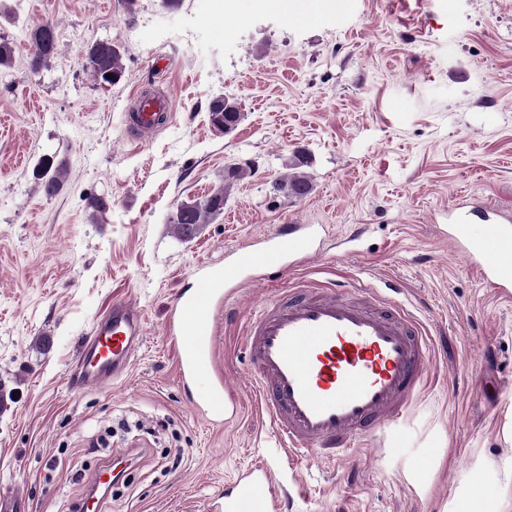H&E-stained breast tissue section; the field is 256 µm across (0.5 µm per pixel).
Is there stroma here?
<instances>
[{
	"instance_id": "obj_1",
	"label": "stroma",
	"mask_w": 512,
	"mask_h": 512,
	"mask_svg": "<svg viewBox=\"0 0 512 512\" xmlns=\"http://www.w3.org/2000/svg\"><path fill=\"white\" fill-rule=\"evenodd\" d=\"M0 0V490L28 512H68L100 462L132 454L105 512H204L243 471L268 462L287 512H512V299L496 296L448 243L459 198L512 206V0H346L287 20L252 0ZM51 22L58 52L27 67L29 30ZM120 46L125 76L97 81L88 44ZM175 117L146 138L128 124L142 93ZM238 102L229 133L217 95ZM312 190L274 193L296 151ZM62 188L37 184L43 159ZM252 167L224 212L192 238L177 206ZM105 199L107 210L92 204ZM293 220L326 225L327 253L246 284L221 321L217 364L240 394L216 428L191 408L164 338L194 267ZM400 287L424 324L428 382L399 429L358 439L344 464L290 463L249 392L246 323L274 291L354 282ZM122 298L144 341L123 379L83 391L67 377L93 323ZM208 112L211 124L224 133L233 130L240 121L241 112L237 102L224 96L215 97L209 104Z\"/></svg>"
}]
</instances>
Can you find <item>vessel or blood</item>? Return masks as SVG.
Returning a JSON list of instances; mask_svg holds the SVG:
<instances>
[{
	"label": "vessel or blood",
	"instance_id": "obj_1",
	"mask_svg": "<svg viewBox=\"0 0 512 512\" xmlns=\"http://www.w3.org/2000/svg\"><path fill=\"white\" fill-rule=\"evenodd\" d=\"M171 115L170 97H144L130 120L147 135ZM321 230L318 224L277 225L271 234L225 251L223 262L199 264L173 298L166 340L193 410L211 425L242 412L241 399L227 391L216 370L215 313L232 315L235 284L255 272L271 266L285 271L319 255ZM448 239L489 287L503 296L512 290V208L457 200L448 210ZM143 335L136 307L114 301L81 343L69 387L78 391L122 378ZM244 344L258 407L286 452L309 462L343 461L357 439L403 422L429 354L415 319L364 284L272 294L254 315ZM205 375L209 387L197 390ZM113 479L111 462H102L94 480L102 495L86 494L76 512H101ZM287 499L274 472L259 466L238 474L207 512H283Z\"/></svg>",
	"mask_w": 512,
	"mask_h": 512
}]
</instances>
